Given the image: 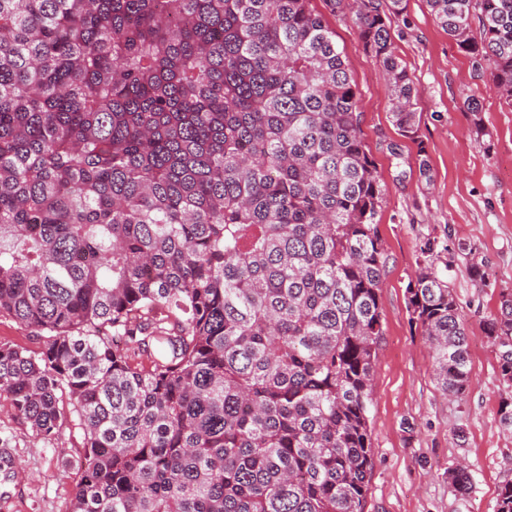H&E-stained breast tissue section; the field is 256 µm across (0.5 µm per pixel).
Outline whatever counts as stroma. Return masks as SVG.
I'll return each mask as SVG.
<instances>
[{
  "mask_svg": "<svg viewBox=\"0 0 512 512\" xmlns=\"http://www.w3.org/2000/svg\"><path fill=\"white\" fill-rule=\"evenodd\" d=\"M359 92L361 129L386 188L378 216L386 267L379 303L383 336L369 413L373 470L364 512H494L512 482V432L499 423L500 363L484 331L512 291V106L491 85L489 65H477L436 23L426 0H406L391 37L411 73L420 115L419 143L400 137L390 93L367 55L351 18H329ZM480 100L485 135L473 131L467 97ZM398 145L401 159L390 154ZM425 145L430 178L415 164ZM473 248L456 253L448 280L469 336L471 379L459 399L443 396L430 346L410 320L407 288L420 269L426 238ZM490 280L471 279L470 262ZM83 432L66 424L55 437L33 434L0 398V512H68L80 478ZM465 464L472 489L457 496L448 470Z\"/></svg>",
  "mask_w": 512,
  "mask_h": 512,
  "instance_id": "obj_1",
  "label": "stroma"
}]
</instances>
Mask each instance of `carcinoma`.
Returning <instances> with one entry per match:
<instances>
[{"label": "carcinoma", "mask_w": 512, "mask_h": 512, "mask_svg": "<svg viewBox=\"0 0 512 512\" xmlns=\"http://www.w3.org/2000/svg\"><path fill=\"white\" fill-rule=\"evenodd\" d=\"M311 2L0 0V317L42 339H0V398L44 437L79 421L70 512H363L385 189ZM323 2L418 142L405 0ZM427 3L511 106L512 0ZM454 249L425 239L408 304L461 397ZM486 334L511 431L512 292Z\"/></svg>", "instance_id": "obj_1"}]
</instances>
